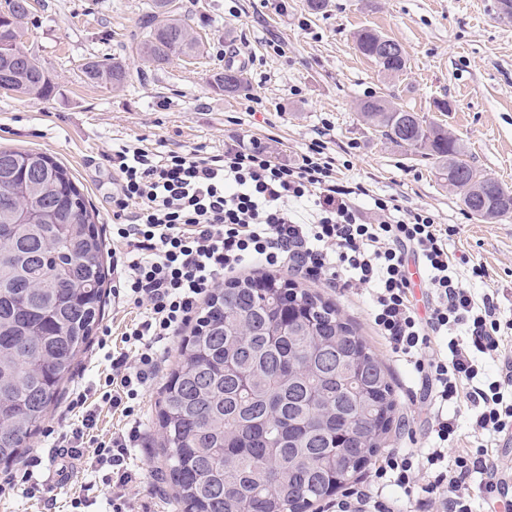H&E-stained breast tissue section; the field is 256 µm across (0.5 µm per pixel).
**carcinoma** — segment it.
Wrapping results in <instances>:
<instances>
[{
    "instance_id": "carcinoma-1",
    "label": "carcinoma",
    "mask_w": 512,
    "mask_h": 512,
    "mask_svg": "<svg viewBox=\"0 0 512 512\" xmlns=\"http://www.w3.org/2000/svg\"><path fill=\"white\" fill-rule=\"evenodd\" d=\"M173 0H153L137 45L157 65L197 53L199 42ZM0 12L6 90L49 97L55 83L33 56L13 48ZM364 28L361 54L385 74L404 52ZM87 79L120 86L117 62L90 61ZM234 93L244 71L225 69ZM362 121L389 143L425 151L479 220L512 216V189L479 174L459 139L382 96L358 104ZM0 464L22 457L60 403L64 383L89 348L104 310L107 255L95 212L68 169L38 152L0 148ZM160 409L165 458L182 512H310L358 478L386 447L397 411L391 376L335 304L274 274L231 282L210 296L182 348Z\"/></svg>"
}]
</instances>
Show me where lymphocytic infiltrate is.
Instances as JSON below:
<instances>
[{"mask_svg": "<svg viewBox=\"0 0 512 512\" xmlns=\"http://www.w3.org/2000/svg\"><path fill=\"white\" fill-rule=\"evenodd\" d=\"M112 162V241L121 268L114 296L142 309L121 337L134 358L118 353L100 399L125 424L93 436L96 414L75 391L70 409L80 427L58 435L61 456L112 470V512H127V490L142 424L139 392L156 376L161 346L199 315L198 302L220 280L251 264L322 279L342 291L367 292L366 312L377 333L410 366L430 405V432L420 449L395 448L374 469L367 488L347 493L336 512H398L414 499L418 512H512V468L490 455V441L512 431V316L497 290L476 294L483 265L456 273L448 241L452 224L425 208L400 214L392 200L357 203L364 189L336 177L323 143L311 142L293 163L273 160L268 146L230 144L223 152H167L124 145ZM417 259L428 287L419 312L407 276ZM471 413L477 444L449 453L458 426L450 406Z\"/></svg>", "mask_w": 512, "mask_h": 512, "instance_id": "f902f5d3", "label": "lymphocytic infiltrate"}]
</instances>
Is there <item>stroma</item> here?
<instances>
[{
	"label": "stroma",
	"mask_w": 512,
	"mask_h": 512,
	"mask_svg": "<svg viewBox=\"0 0 512 512\" xmlns=\"http://www.w3.org/2000/svg\"><path fill=\"white\" fill-rule=\"evenodd\" d=\"M201 43L196 56H179L156 66L136 53L151 0H39L22 48L55 83L46 99L0 91V146L32 150L65 165L103 225L112 222V168L104 154L114 146L140 141L152 151L255 139L270 144L280 159H295L318 138L335 157L340 181L362 185L358 199L370 207L377 196L394 198L405 210L430 209L437 222L456 224L448 242L454 255L481 262L487 276L476 292L495 288L512 309V218L487 223L472 218L460 194L441 180L432 159L387 143L361 121L357 104L383 96L455 135L472 165L512 189V17L500 0H329L323 13L306 0H177ZM369 28L402 47L405 71L380 73L355 42ZM249 56L248 86L228 94L214 81L227 66L226 55ZM107 59L128 71L123 86L87 80L89 60ZM449 111H438V102ZM311 289L336 303L352 319L388 366L398 411L391 444L425 446L430 407L411 395L410 368L396 361L365 314L363 295L340 294L319 282ZM182 339L174 337L155 379L140 398L143 445L131 462L145 482L132 495L138 512H176L173 490L161 457L157 411L177 360ZM75 415L57 407L44 430L33 437L42 463L25 488L0 497V512H70L81 485H98L87 512H106L111 487L101 473L77 468L50 477L61 466L49 430ZM54 505H47V494Z\"/></svg>",
	"instance_id": "1"
}]
</instances>
